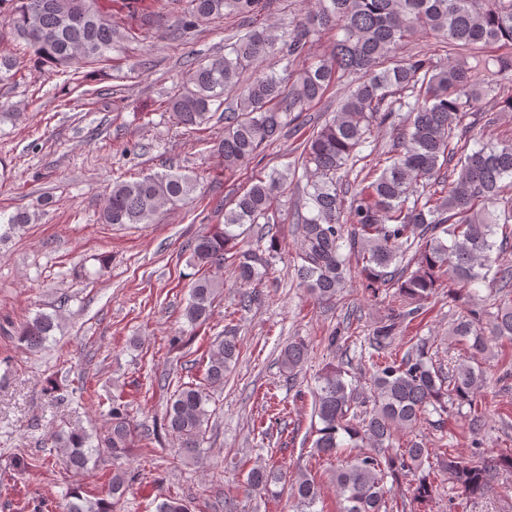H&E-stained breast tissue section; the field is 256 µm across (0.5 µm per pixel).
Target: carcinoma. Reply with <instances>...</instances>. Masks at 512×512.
Listing matches in <instances>:
<instances>
[{
	"label": "carcinoma",
	"mask_w": 512,
	"mask_h": 512,
	"mask_svg": "<svg viewBox=\"0 0 512 512\" xmlns=\"http://www.w3.org/2000/svg\"><path fill=\"white\" fill-rule=\"evenodd\" d=\"M262 8L263 0H188L181 24L191 28L227 13L248 20ZM0 17L40 62L56 68L99 61L119 39L138 37L132 29L123 36L114 31L98 0H0ZM325 29L340 36L312 62L311 48ZM416 32L447 39L448 61L401 55ZM270 55L285 63L283 73L270 69L244 79L252 65ZM347 80L332 120L312 132L301 152L307 183L294 212L302 260L296 277L316 300L333 301L347 283L346 249L361 261L365 288L396 289L398 306L368 341L375 354L383 355L399 328L419 317L443 278L460 292L490 275L502 287L512 286V269L492 270L493 254L508 246L505 237L494 240L497 229L512 221V195H505L512 188V142L468 150L475 130L492 127L500 113L512 112V0H315L285 31L249 26L226 54L190 67L167 110L178 125L191 129L212 120L211 106L237 93L224 109V139L216 151L224 169H241L330 87ZM384 125L395 132L386 150L369 169L359 170L353 184L343 183L341 172L361 160L357 149ZM291 175L289 169H274L252 182L224 205V227L191 243L190 262L200 269L231 261L244 308L259 299V285L278 253L272 225L278 223ZM196 185L197 177L185 173L117 181L104 197L101 223L150 224L162 208L189 200ZM30 221L25 211L10 215L0 224V242ZM259 222L265 226L261 235L270 236L266 257L238 247L245 225ZM222 287L223 282L204 274L191 283L182 311L188 324L209 319ZM56 328L55 317L40 313L22 326L18 339L37 350ZM487 332L512 342V299L498 304ZM487 332L467 314L449 335L475 355L488 349ZM237 354L233 337L213 341L205 381L224 382ZM307 355L303 340L288 342L278 357L282 371L293 376ZM373 368L366 396L346 381L342 361L317 376L313 391L320 426L310 455L329 458L345 447H370L336 468L338 512H394L398 503L390 497L386 477L417 469L431 455L417 440L394 447L395 435L413 431L433 411L448 413L450 403L474 407L484 378L469 361L443 369L424 342L399 359L374 361ZM208 402L207 387L193 382L179 385L170 398L163 426L186 453L204 441ZM107 415L105 443L112 455L125 454L134 433L127 404L113 398ZM54 442L64 465L74 470L85 469L95 452L76 428L55 434ZM439 465L470 496L488 488L490 468L473 459L444 450ZM128 483L125 472L113 473L107 481L110 499L96 503L95 512H116ZM287 484L294 512H316L320 487L311 473L299 472L290 482L275 466H256L248 473L250 489L273 497ZM412 493L428 506L434 493L431 474L415 479ZM65 512H89L82 488L68 493Z\"/></svg>",
	"instance_id": "obj_1"
}]
</instances>
